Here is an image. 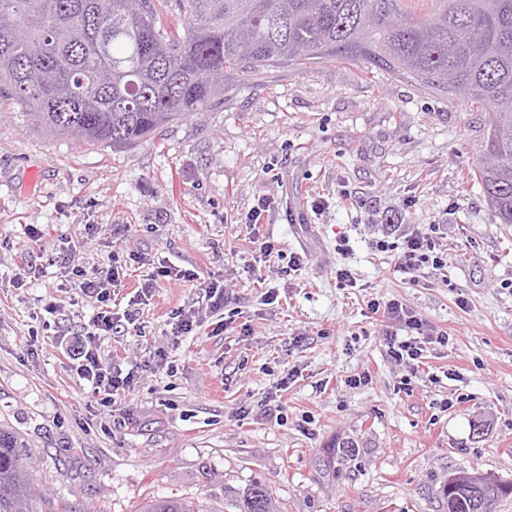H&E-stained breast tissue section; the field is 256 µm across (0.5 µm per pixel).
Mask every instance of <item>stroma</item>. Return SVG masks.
I'll return each mask as SVG.
<instances>
[{
  "label": "stroma",
  "instance_id": "stroma-1",
  "mask_svg": "<svg viewBox=\"0 0 512 512\" xmlns=\"http://www.w3.org/2000/svg\"><path fill=\"white\" fill-rule=\"evenodd\" d=\"M489 121L355 49L229 75L222 104L128 149L77 146L0 100V427L30 458L40 506L135 512L173 498L236 512L260 483L282 512H447L452 477L512 483V224L475 178ZM263 199L278 253L258 265L245 221ZM419 224L443 225L448 265L409 277L375 243ZM32 226L42 238L25 255ZM65 237L88 269L142 254L113 312L153 285L140 329L98 343L141 376L123 425L58 346L96 311L62 273ZM291 253L307 257L299 270ZM24 261L36 275L19 286ZM169 263L198 280L158 276ZM342 266L354 286L338 285ZM208 277L233 320L220 334ZM374 299L399 300L447 345L428 344L416 367L395 361ZM178 308L196 317L190 335L171 334Z\"/></svg>",
  "mask_w": 512,
  "mask_h": 512
}]
</instances>
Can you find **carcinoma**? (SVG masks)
Instances as JSON below:
<instances>
[{"mask_svg": "<svg viewBox=\"0 0 512 512\" xmlns=\"http://www.w3.org/2000/svg\"><path fill=\"white\" fill-rule=\"evenodd\" d=\"M402 0H0V97L51 134L120 150L224 101L216 72L304 66L358 47L492 115L477 171L512 224V0H431L421 19ZM178 12L181 22L164 21ZM467 477L442 490L448 512H487L512 484ZM17 438L0 429V512H40ZM137 512H196L154 499ZM240 512H273L256 484Z\"/></svg>", "mask_w": 512, "mask_h": 512, "instance_id": "1", "label": "carcinoma"}]
</instances>
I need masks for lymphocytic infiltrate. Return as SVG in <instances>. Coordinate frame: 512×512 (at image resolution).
<instances>
[{"instance_id":"obj_1","label":"lymphocytic infiltrate","mask_w":512,"mask_h":512,"mask_svg":"<svg viewBox=\"0 0 512 512\" xmlns=\"http://www.w3.org/2000/svg\"><path fill=\"white\" fill-rule=\"evenodd\" d=\"M440 225L424 224L411 232L398 236L396 241H377L380 251L397 252L396 268L398 272L413 274L422 268L435 270L443 269L448 264V255L439 250L436 243L441 238ZM77 247L70 241H63L60 247L62 268L68 269L75 279V284L82 294L94 300L98 311L91 319L85 333L77 335L67 345L66 353L73 362L78 380L90 385L94 395L99 396L102 407L109 413L122 411L123 402L130 395L140 380L137 370H123L119 363L102 360L98 353V342L101 338L115 333L118 326H137L139 322V307L144 304L152 292L150 283H143L128 301L129 307L121 317L112 313V291L121 287V276L124 266L119 255H111V264L106 269H86L76 265L75 254ZM372 312L382 313L387 319L404 324L412 331V338L399 339L397 332L386 334L388 348L396 361L410 362L419 360L425 345L438 343L447 345V333L435 330L422 320L416 318L401 302L391 301L380 304L372 301Z\"/></svg>"}]
</instances>
